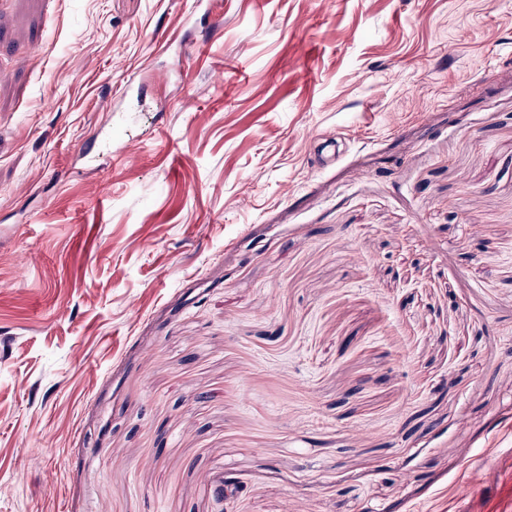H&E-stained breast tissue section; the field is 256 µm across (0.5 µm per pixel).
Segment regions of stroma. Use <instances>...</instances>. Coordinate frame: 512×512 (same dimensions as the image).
Wrapping results in <instances>:
<instances>
[{
  "label": "stroma",
  "mask_w": 512,
  "mask_h": 512,
  "mask_svg": "<svg viewBox=\"0 0 512 512\" xmlns=\"http://www.w3.org/2000/svg\"><path fill=\"white\" fill-rule=\"evenodd\" d=\"M222 484L512 512V0H0V512Z\"/></svg>",
  "instance_id": "stroma-1"
}]
</instances>
